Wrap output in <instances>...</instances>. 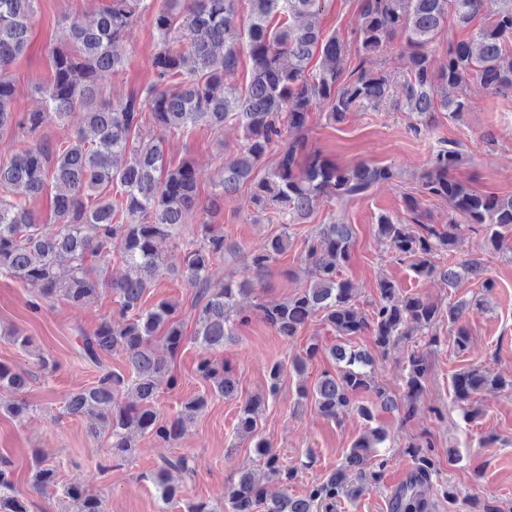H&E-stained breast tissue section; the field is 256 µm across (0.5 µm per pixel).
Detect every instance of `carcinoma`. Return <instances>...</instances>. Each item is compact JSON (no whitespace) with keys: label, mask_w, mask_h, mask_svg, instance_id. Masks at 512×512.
Masks as SVG:
<instances>
[{"label":"carcinoma","mask_w":512,"mask_h":512,"mask_svg":"<svg viewBox=\"0 0 512 512\" xmlns=\"http://www.w3.org/2000/svg\"><path fill=\"white\" fill-rule=\"evenodd\" d=\"M326 0H164L152 14L159 48L152 58L155 75L145 96L131 94L112 99L105 80L123 68L126 30L148 7L146 0H112L91 20L72 18L60 45L52 50V80L43 107L34 112L14 109L15 86L9 66L28 46L36 0H0V138L21 130L35 138L0 161V190L11 196L0 199V274L9 275L33 291L31 310L62 296L73 304H87L108 288L119 306L120 319L105 318L97 328L76 337L81 358L98 367L106 356H125L128 374L105 371L98 380L67 395L65 412L98 421L109 442L114 461L125 460L138 435L164 442L176 440L186 423L207 405L202 394L185 401L173 420H164L156 408L161 384L174 390L179 378L170 365L154 356L153 347L164 341L176 352L189 339L200 349L198 376L211 390L227 399L238 394L233 368L212 358L233 339L231 312L237 299L252 291L246 284L213 277L214 261L231 256L238 245L226 241L220 225L202 222L185 238L180 263L174 273L196 289L195 328L184 336L182 324L173 318L176 304L163 300L152 308L143 298L153 274L162 262L158 243L169 239L177 225L198 204L194 165H171L160 141L143 133L146 123L172 132L189 133L200 126L218 130L226 123L241 127L245 143L224 165V179L217 197L251 187L250 201L260 212L273 211L283 224H298L309 218L323 201L341 205L363 197L381 181L397 178L389 166L356 164L341 167L317 151H304L303 140H288L291 132L306 127L317 105L327 109L331 123H341L355 110L377 111L391 97L392 81L383 70L366 68L365 62L380 55L396 38L410 50V68L403 77V107L416 120L420 135L437 112L454 119L468 107L460 94L448 96L447 88L464 89L477 81L501 97H512V0H362L352 39L325 35L319 18ZM248 5L246 24L238 25L239 6ZM493 18L468 42L448 43V58L433 66L428 46L441 26L453 15L466 27L480 14ZM356 45L359 64L347 71L349 46ZM246 45L251 79L245 93L226 86L224 74L235 69L240 47ZM150 112H144V107ZM84 112V124L68 143L52 147L39 136L51 121L61 122L75 109ZM278 149L274 168L260 178L255 175L262 158ZM462 162L460 150L443 144L427 172L420 176V189L448 203V223L422 224L417 217L406 224L381 215L378 236L400 260L410 261L420 277L437 275L452 288L463 277L482 279L488 291L495 282L486 277L485 260L471 258L462 270L438 268L431 257L455 250L467 224H479L487 232L494 251L501 249L504 231L512 230V197L480 193L458 179L454 171ZM51 185L50 207L55 224H41L31 203ZM126 217L114 223L117 215ZM418 229H413L412 224ZM354 232L351 225L331 219L307 241L306 285L284 301L255 305L257 316L279 335L292 339L310 319L319 315L336 332L340 342L323 349L312 338L296 352L291 367L306 374L309 362L327 351L334 369L321 370L313 387L303 384L299 397L314 402L319 414L334 419L353 412L369 426L359 436L342 462L303 496L287 493L268 498L250 474L226 487L231 512H320L340 498H355L383 481L386 459L380 447L387 431L380 425L384 414H396L403 422L415 412L422 384L430 373L428 355L413 349L404 360V394L398 399L373 380L375 357L412 335L411 325L425 343H437L433 327L441 316L439 304L416 294L406 295L389 279L378 284L379 302L368 314L355 306V288L342 277L349 263ZM288 248V234L272 237L251 263L261 276L272 260ZM125 267L124 274L106 280L95 262L112 255ZM477 296L448 306V324L453 326L469 310H479ZM371 335L373 351L344 342L353 336ZM283 367L269 369L267 393L249 398L236 424L238 434L252 440L263 459L266 474L282 484L298 476L295 467L285 468L259 433L262 408L277 397ZM30 378L0 364V388L23 390ZM505 382L478 368H466L452 376L453 401L465 406V416L479 414L476 395L489 386ZM126 391L132 401L114 404V395ZM412 468L388 500L389 512H433L428 491L438 465L430 439L412 442L406 448ZM194 475L190 459L181 454L163 460L152 474L159 512L184 503V512H223L205 500L183 501L181 485L171 482L170 472ZM32 486L46 496L55 493L57 469L40 456L32 468ZM74 512H104V500L81 485L64 489ZM0 512H31L18 497L11 461L0 457Z\"/></svg>","instance_id":"1"}]
</instances>
